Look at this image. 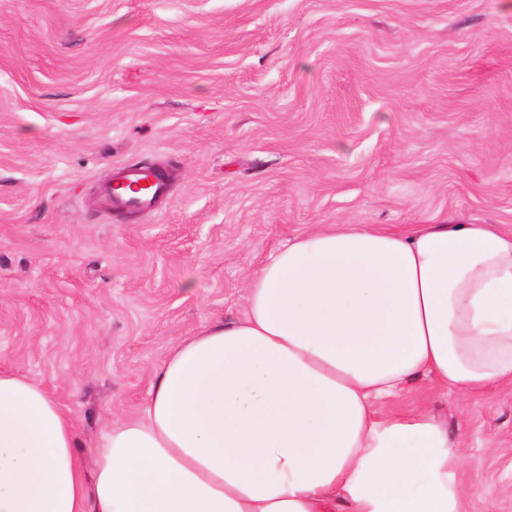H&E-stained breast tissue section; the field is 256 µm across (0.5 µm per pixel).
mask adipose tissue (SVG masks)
Instances as JSON below:
<instances>
[{
    "mask_svg": "<svg viewBox=\"0 0 512 512\" xmlns=\"http://www.w3.org/2000/svg\"><path fill=\"white\" fill-rule=\"evenodd\" d=\"M423 378L512 386V228L319 224L269 254L241 318L170 352L92 464L0 368V512H462L447 428L385 409Z\"/></svg>",
    "mask_w": 512,
    "mask_h": 512,
    "instance_id": "1",
    "label": "adipose tissue"
}]
</instances>
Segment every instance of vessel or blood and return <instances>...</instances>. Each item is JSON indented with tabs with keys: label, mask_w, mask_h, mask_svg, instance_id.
Returning a JSON list of instances; mask_svg holds the SVG:
<instances>
[{
	"label": "vessel or blood",
	"mask_w": 512,
	"mask_h": 512,
	"mask_svg": "<svg viewBox=\"0 0 512 512\" xmlns=\"http://www.w3.org/2000/svg\"><path fill=\"white\" fill-rule=\"evenodd\" d=\"M119 179L121 190H109L104 196L106 205L114 209H150L168 193L166 176L148 167L125 166L119 173Z\"/></svg>",
	"instance_id": "b4317fda"
}]
</instances>
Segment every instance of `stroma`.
<instances>
[{"label": "stroma", "mask_w": 512, "mask_h": 512, "mask_svg": "<svg viewBox=\"0 0 512 512\" xmlns=\"http://www.w3.org/2000/svg\"><path fill=\"white\" fill-rule=\"evenodd\" d=\"M130 164L168 197L101 207ZM458 223L512 225L506 0H0V368L69 411L83 458L288 240ZM392 406L462 448L464 512H512V387Z\"/></svg>", "instance_id": "35a3bbf8"}]
</instances>
